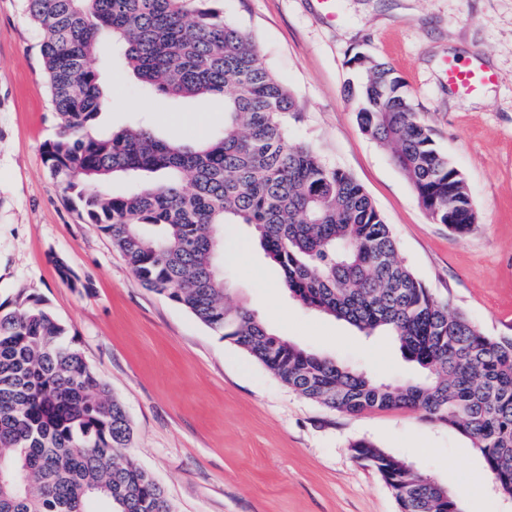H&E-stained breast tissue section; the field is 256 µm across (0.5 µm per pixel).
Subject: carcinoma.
Listing matches in <instances>:
<instances>
[{"instance_id": "cac0c4a2", "label": "carcinoma", "mask_w": 512, "mask_h": 512, "mask_svg": "<svg viewBox=\"0 0 512 512\" xmlns=\"http://www.w3.org/2000/svg\"><path fill=\"white\" fill-rule=\"evenodd\" d=\"M40 54L56 136L50 176L86 224L141 283L244 350L281 383L349 414L409 409L466 436L499 491L512 497V336H488L448 311L397 257L389 226L363 186L294 141L292 97L222 0H23ZM122 66L152 99L222 100L223 133L186 144L148 127L97 125L104 74ZM361 131L389 148L431 217L457 238L477 223L465 179L435 144L393 69L353 58ZM123 181L119 191L93 185ZM253 226L301 306L365 335L388 332L423 374L375 379L273 334L227 301L216 267L224 225ZM74 290L89 288L56 261ZM0 313V512H176L126 452L133 427L109 384L84 360L43 299L21 290ZM399 512H462L461 501L401 457L359 440Z\"/></svg>"}]
</instances>
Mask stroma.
<instances>
[{"label":"stroma","mask_w":512,"mask_h":512,"mask_svg":"<svg viewBox=\"0 0 512 512\" xmlns=\"http://www.w3.org/2000/svg\"><path fill=\"white\" fill-rule=\"evenodd\" d=\"M327 20L311 0H224L288 87L294 140L350 173L389 225L399 259L491 336L512 335V0H334ZM22 0H0V304L36 295L70 328L133 427L130 452L176 512H398L375 469L350 446L365 439L448 489L469 483L464 512H512L481 454L455 429L408 410L346 414L291 391L231 341L147 288L95 225L83 223L48 174L42 146L55 132L39 46ZM391 65L463 174L478 220L464 238L435 223L389 149L362 133L347 86L355 53ZM457 59L497 73L476 94L443 76ZM104 126L147 117L155 133L188 143L224 128L221 101L147 102L113 68ZM64 260L88 284L64 283ZM230 302L291 343L392 382L415 374L391 337L302 308L252 228L224 229L220 260Z\"/></svg>","instance_id":"stroma-1"}]
</instances>
